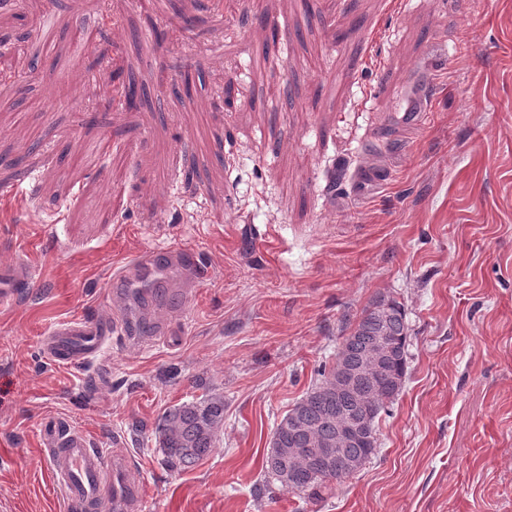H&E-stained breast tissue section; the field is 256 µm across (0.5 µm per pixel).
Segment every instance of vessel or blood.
I'll use <instances>...</instances> for the list:
<instances>
[{
	"label": "vessel or blood",
	"instance_id": "vessel-or-blood-1",
	"mask_svg": "<svg viewBox=\"0 0 512 512\" xmlns=\"http://www.w3.org/2000/svg\"><path fill=\"white\" fill-rule=\"evenodd\" d=\"M173 266L187 273L193 262L183 253L165 250L156 253L153 262L127 263L113 273L109 295L114 303L124 304L127 284L143 276L163 284V271ZM35 277L34 267L25 259L1 262L0 302L13 300L18 288ZM116 336L133 344L142 341L132 321L83 317L54 327L43 337L42 345L60 363L87 365L94 363ZM41 447L70 512H141V489L131 477L130 459L122 443L94 447L83 429L56 419L42 427Z\"/></svg>",
	"mask_w": 512,
	"mask_h": 512
}]
</instances>
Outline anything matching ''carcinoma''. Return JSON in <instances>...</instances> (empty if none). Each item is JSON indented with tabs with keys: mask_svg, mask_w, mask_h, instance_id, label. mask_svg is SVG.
Here are the masks:
<instances>
[{
	"mask_svg": "<svg viewBox=\"0 0 512 512\" xmlns=\"http://www.w3.org/2000/svg\"><path fill=\"white\" fill-rule=\"evenodd\" d=\"M378 302L386 306L382 315L373 311ZM380 331L385 332L396 345L397 353L389 359L387 369L402 384L407 373L408 326L403 306L389 295L376 296L362 310L343 339L340 359L350 364L357 363ZM335 373L336 367L333 366L322 384L307 392L284 415L288 423L298 425L293 438H288L286 431L274 429L262 463L264 488L280 487L318 502L332 491L336 482L356 474V471L342 465L333 470L327 466L295 469L293 477H288V470L295 466V461L288 458V449L306 448L313 441L328 442L336 436V393L331 389ZM361 389L365 392L367 408L376 418L394 399L385 388L369 378L363 380ZM223 425L224 398L209 397L165 411L156 426L155 435L169 466L187 469L214 449ZM375 452L376 447L370 443L343 449L344 457L353 459L360 469Z\"/></svg>",
	"mask_w": 512,
	"mask_h": 512,
	"instance_id": "obj_1",
	"label": "carcinoma"
}]
</instances>
